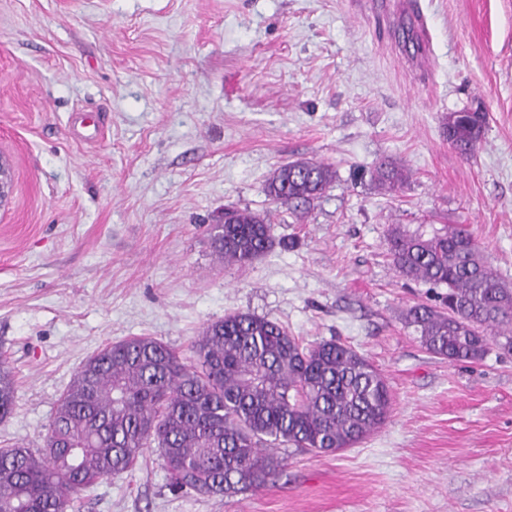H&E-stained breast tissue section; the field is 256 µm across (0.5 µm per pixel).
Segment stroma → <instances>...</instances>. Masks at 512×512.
<instances>
[{
    "instance_id": "35a3bbf8",
    "label": "stroma",
    "mask_w": 512,
    "mask_h": 512,
    "mask_svg": "<svg viewBox=\"0 0 512 512\" xmlns=\"http://www.w3.org/2000/svg\"><path fill=\"white\" fill-rule=\"evenodd\" d=\"M428 79L392 30L349 0H0V357L15 379L0 448L37 451L62 393L109 343L181 355L207 324L249 312L363 354L392 398L386 423L335 453L278 448L233 497L169 488L154 453L69 512H512V354L428 353L404 314L428 297L386 255L392 224H465L512 283V0H418ZM487 115L470 158L451 112ZM79 113L95 128L73 132ZM390 157L397 194L370 178ZM314 158L336 180L304 216L272 204L278 166ZM269 213L273 248L216 255L225 209Z\"/></svg>"
}]
</instances>
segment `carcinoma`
Masks as SVG:
<instances>
[{
    "label": "carcinoma",
    "instance_id": "1",
    "mask_svg": "<svg viewBox=\"0 0 512 512\" xmlns=\"http://www.w3.org/2000/svg\"><path fill=\"white\" fill-rule=\"evenodd\" d=\"M487 124L483 112H450L448 143L472 155ZM320 161L277 167L265 192L293 211L310 207L334 183ZM389 194L404 169L381 162L371 174ZM212 234L226 264L244 266L273 246L268 216L232 209ZM390 263L402 278L440 290V305L416 304L404 323L421 345L450 363H475L496 348L512 352V286L503 281L464 224H392ZM191 360L151 337L105 346L61 395L45 447L0 448V512H68L73 496L131 470L154 449L176 491L231 497L266 485L281 446L325 453L357 444L388 418L389 386L353 347L336 340L303 345L282 324L233 312L208 324ZM15 381L0 361V419L13 408Z\"/></svg>",
    "mask_w": 512,
    "mask_h": 512
}]
</instances>
